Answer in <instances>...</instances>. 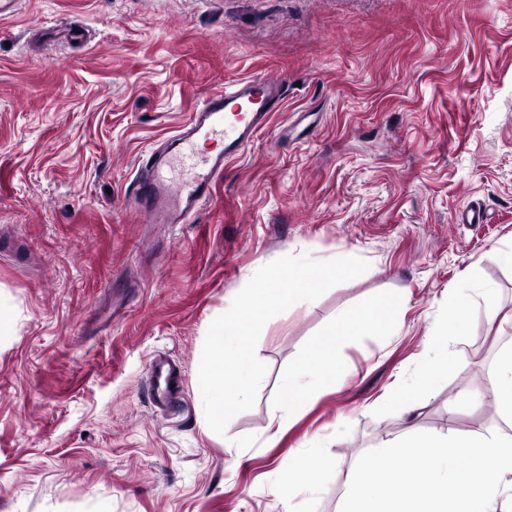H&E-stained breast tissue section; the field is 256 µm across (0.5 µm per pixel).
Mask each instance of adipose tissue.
Here are the masks:
<instances>
[{"instance_id":"1","label":"adipose tissue","mask_w":512,"mask_h":512,"mask_svg":"<svg viewBox=\"0 0 512 512\" xmlns=\"http://www.w3.org/2000/svg\"><path fill=\"white\" fill-rule=\"evenodd\" d=\"M493 284L470 281L448 297L445 330L438 333L439 354L423 375L438 380L448 365V339L457 335L469 310L494 292ZM398 308L384 300L370 309L343 314L311 346L301 364L281 381L288 397L310 400L336 382V348L347 336L364 328L394 322ZM492 397L503 425L477 435L448 434L413 440L411 435L387 437L377 456L362 457L346 475L341 512H512V346L503 347L494 369L480 388ZM468 458V468L456 461ZM504 476L501 485H488L482 473Z\"/></svg>"}]
</instances>
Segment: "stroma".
<instances>
[{"label": "stroma", "mask_w": 512, "mask_h": 512, "mask_svg": "<svg viewBox=\"0 0 512 512\" xmlns=\"http://www.w3.org/2000/svg\"><path fill=\"white\" fill-rule=\"evenodd\" d=\"M286 103L188 224L130 206L139 161L197 101L254 74ZM490 221L458 224L469 202ZM512 0H21L0 20V512H339L381 439L502 424L476 391L512 341ZM369 269L270 319L254 407L205 435L206 333L285 255ZM493 283L423 388L448 291ZM395 300L349 336L311 403L280 381L348 309ZM179 367L176 411L147 364ZM295 410L278 442L273 404ZM317 453L319 476L299 467ZM147 371L154 404L164 411L174 408L177 401L171 385L176 369L170 359L163 354L153 356L148 362Z\"/></svg>", "instance_id": "1"}]
</instances>
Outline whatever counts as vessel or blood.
<instances>
[{
  "label": "vessel or blood",
  "instance_id": "1",
  "mask_svg": "<svg viewBox=\"0 0 512 512\" xmlns=\"http://www.w3.org/2000/svg\"><path fill=\"white\" fill-rule=\"evenodd\" d=\"M284 85L264 75L237 80L204 96L188 121L139 163L131 206L153 224H186L206 203L272 113L284 102ZM223 140L222 150L201 154L199 139ZM151 396L161 410L175 407V368L163 354L148 362Z\"/></svg>",
  "mask_w": 512,
  "mask_h": 512
}]
</instances>
